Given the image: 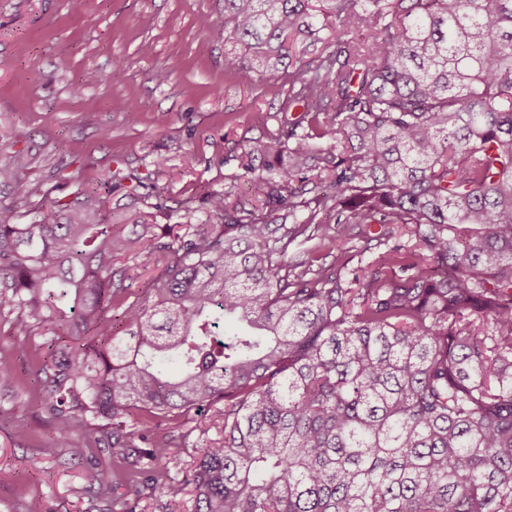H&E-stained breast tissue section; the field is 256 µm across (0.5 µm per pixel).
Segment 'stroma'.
Returning <instances> with one entry per match:
<instances>
[{
    "label": "stroma",
    "instance_id": "35a3bbf8",
    "mask_svg": "<svg viewBox=\"0 0 512 512\" xmlns=\"http://www.w3.org/2000/svg\"><path fill=\"white\" fill-rule=\"evenodd\" d=\"M223 26L224 0H85L78 13L71 0H0V160L23 155L21 176L50 200L108 179L112 208L158 187V223H178L188 208L204 213L208 194L242 175L246 153L300 115L286 103L294 67L239 83L225 66L234 46ZM378 253L340 233L318 255L326 267L345 256L353 271ZM19 341L0 321V357L18 378L0 387V512H25L33 498L43 512H193L186 488L173 502L132 495L133 474L108 449L92 450L91 468L52 447L39 361L19 356ZM19 400L27 410L15 411ZM215 415L177 421L175 482H188L203 438H220ZM98 469L112 476L105 496Z\"/></svg>",
    "mask_w": 512,
    "mask_h": 512
}]
</instances>
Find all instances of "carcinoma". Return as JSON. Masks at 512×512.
<instances>
[{"instance_id": "cac0c4a2", "label": "carcinoma", "mask_w": 512, "mask_h": 512, "mask_svg": "<svg viewBox=\"0 0 512 512\" xmlns=\"http://www.w3.org/2000/svg\"><path fill=\"white\" fill-rule=\"evenodd\" d=\"M330 2L301 118L248 152L260 207L212 192L159 235L107 181L20 224L37 190L1 160L0 317L70 337L38 369L56 447L109 449L138 492L182 493L171 423L222 402L194 512H512V0ZM311 10L224 0L229 71L275 74ZM322 210L385 246L351 280L313 269ZM158 252L130 299L122 262Z\"/></svg>"}]
</instances>
